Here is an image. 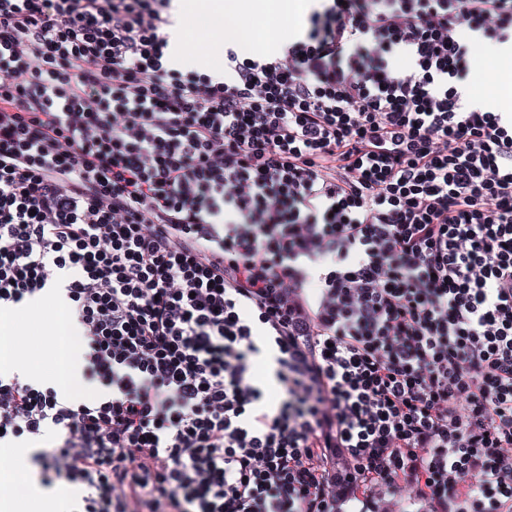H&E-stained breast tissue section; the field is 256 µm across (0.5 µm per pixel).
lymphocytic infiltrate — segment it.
Instances as JSON below:
<instances>
[{
  "label": "lymphocytic infiltrate",
  "mask_w": 512,
  "mask_h": 512,
  "mask_svg": "<svg viewBox=\"0 0 512 512\" xmlns=\"http://www.w3.org/2000/svg\"><path fill=\"white\" fill-rule=\"evenodd\" d=\"M171 2L0 0V311L83 344L0 443L67 512H512V113L459 91L512 0H315L220 76ZM16 446H29V445H24V444H2V447L0 446V455H1V452H9V451H14L15 448H17ZM17 449H28L29 451V461H30V464L32 466L31 469H24L25 467V459L24 457L16 452L10 463H9V467L13 470H15L16 468L18 469H24L23 471H15L13 473V477H12V480L9 481V482H13L15 477L16 476H20L22 478V480L18 483H16L15 485H19L21 487H26V485L28 484V482L30 483L31 487L32 486H35L38 488V492H39V495L41 496V498H44V499H56L58 502H60L61 500L64 502L65 500H70V499H73L75 496H76V492L73 491L71 488H69L66 484H64L63 482H59L56 484V486L52 489H45L43 488L40 483H39V477H38V471H39V467L37 465V463L35 462L34 459H32V456L34 454V452L36 451V448H17ZM29 474H31L32 478L30 480V476ZM30 480V481H29ZM9 482H3L2 481V484L3 483H9Z\"/></svg>",
  "instance_id": "f902f5d3"
}]
</instances>
